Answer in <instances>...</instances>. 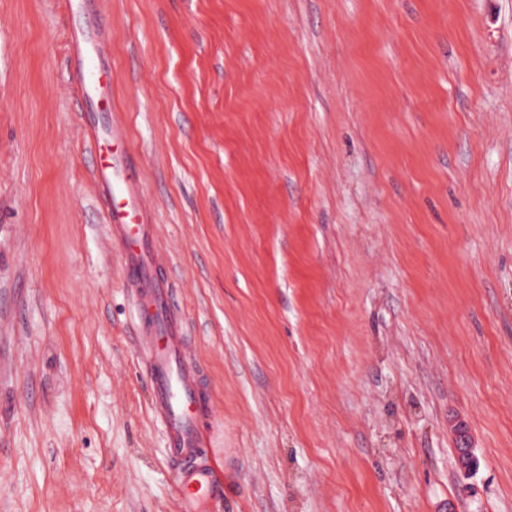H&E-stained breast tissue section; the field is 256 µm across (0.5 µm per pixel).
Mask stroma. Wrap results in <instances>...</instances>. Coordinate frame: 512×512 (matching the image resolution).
I'll return each instance as SVG.
<instances>
[{
    "instance_id": "35a3bbf8",
    "label": "stroma",
    "mask_w": 512,
    "mask_h": 512,
    "mask_svg": "<svg viewBox=\"0 0 512 512\" xmlns=\"http://www.w3.org/2000/svg\"><path fill=\"white\" fill-rule=\"evenodd\" d=\"M103 8L208 512H512V0ZM68 31L0 0V512H181ZM452 430L457 441L455 450L457 460L462 467L461 470L464 474H470L477 467L478 458L475 454V448L471 444L467 426L464 421L456 420L452 425Z\"/></svg>"
}]
</instances>
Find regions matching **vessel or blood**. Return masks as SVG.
I'll return each instance as SVG.
<instances>
[{"label": "vessel or blood", "instance_id": "obj_1", "mask_svg": "<svg viewBox=\"0 0 512 512\" xmlns=\"http://www.w3.org/2000/svg\"><path fill=\"white\" fill-rule=\"evenodd\" d=\"M70 20L71 66L78 79L83 135L98 151L93 180L105 192L106 224L121 253L126 288L136 301L134 342L144 352L141 373L149 387L152 411L166 429L167 457L181 469L186 491L182 512H206L207 500L199 492L210 489L211 479L197 466L196 455L204 443L199 420L208 405L198 388L197 370L182 347L170 290L156 275L161 261L152 246L151 212L125 131L118 117H101L112 103V62L102 49L107 18L80 4Z\"/></svg>", "mask_w": 512, "mask_h": 512}]
</instances>
